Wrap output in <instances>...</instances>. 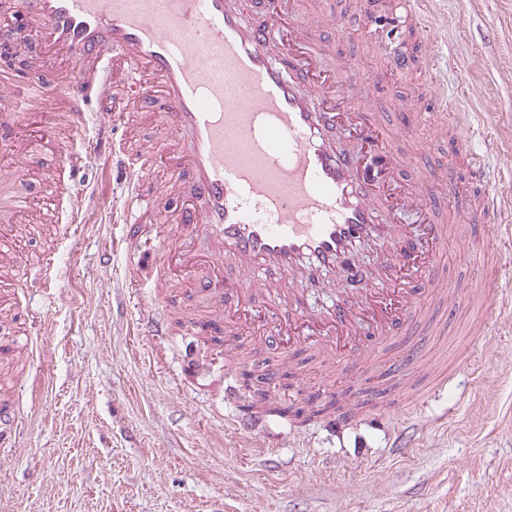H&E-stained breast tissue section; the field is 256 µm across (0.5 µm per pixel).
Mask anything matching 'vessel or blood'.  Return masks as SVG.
<instances>
[{
    "instance_id": "vessel-or-blood-1",
    "label": "vessel or blood",
    "mask_w": 512,
    "mask_h": 512,
    "mask_svg": "<svg viewBox=\"0 0 512 512\" xmlns=\"http://www.w3.org/2000/svg\"><path fill=\"white\" fill-rule=\"evenodd\" d=\"M0 12L24 18L37 49L7 83L0 144L21 181L33 151L56 152L69 178H48L46 189L69 201L72 221L84 155L36 104L67 101L74 133L93 111L103 130L138 110L169 130L147 141L129 127L122 141L99 143L124 175L126 238L156 230L164 274L139 287L186 284L210 308L188 325L219 323L227 337L258 336L284 355L312 345L332 361L399 341L402 366L418 364L408 336L426 318L420 292H445L441 248L473 241L504 203L482 160L470 198L457 193L453 160L430 170L403 161L397 145L410 128L387 131L356 103L369 79L322 67L327 19H300L296 0H0ZM437 184L457 198L454 219L438 212ZM334 277L349 293L312 308L307 289ZM377 407L368 393L330 422L351 425ZM20 413L0 407V447L14 445Z\"/></svg>"
}]
</instances>
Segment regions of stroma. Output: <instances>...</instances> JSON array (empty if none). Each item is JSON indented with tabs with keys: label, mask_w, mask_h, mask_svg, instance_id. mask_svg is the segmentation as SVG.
Instances as JSON below:
<instances>
[{
	"label": "stroma",
	"mask_w": 512,
	"mask_h": 512,
	"mask_svg": "<svg viewBox=\"0 0 512 512\" xmlns=\"http://www.w3.org/2000/svg\"><path fill=\"white\" fill-rule=\"evenodd\" d=\"M426 14L445 25L421 36L399 33L409 65H390V43L337 37V61L353 60L372 80L361 108L388 127L403 109L448 113L405 141L403 155L442 162L458 139L485 154L489 188L512 198V0H428ZM436 80L453 104L418 98ZM98 199L84 222L68 203L47 207L44 223L23 230L20 250L31 265L51 255L55 288L6 296L16 327L38 337V354L10 361L8 391L22 404L14 448L0 451V512H512V222L483 230L499 245L497 261L452 241L448 299L423 294L429 321L417 328L422 365L399 394L382 398L372 422L336 432L324 419L304 426L275 416L249 430L236 425L242 370L289 378L283 406L301 407L299 392L352 401L356 389L382 388L396 347L361 370L358 355L330 369L313 349L289 358L242 335L249 362L207 359L189 369L194 335L174 323L201 304L186 288L147 298L132 286L122 225L112 221V167L91 160L76 184ZM498 271L501 291L489 302L483 336L471 340L466 299ZM165 333L143 328L145 312Z\"/></svg>",
	"instance_id": "35a3bbf8"
}]
</instances>
